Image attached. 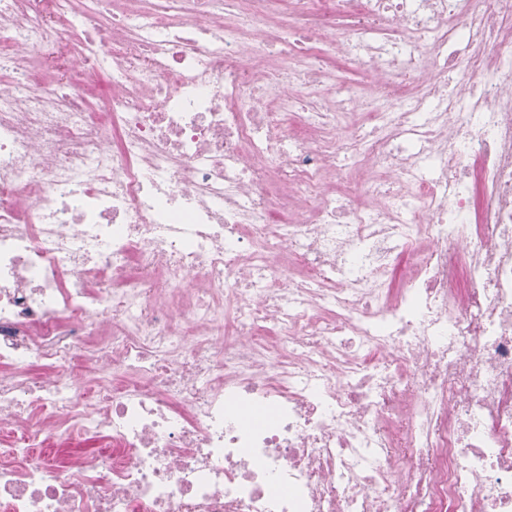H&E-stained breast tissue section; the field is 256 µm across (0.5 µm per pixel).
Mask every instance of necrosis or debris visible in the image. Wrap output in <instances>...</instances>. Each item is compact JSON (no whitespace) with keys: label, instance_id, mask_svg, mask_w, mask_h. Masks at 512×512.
<instances>
[{"label":"necrosis or debris","instance_id":"obj_1","mask_svg":"<svg viewBox=\"0 0 512 512\" xmlns=\"http://www.w3.org/2000/svg\"><path fill=\"white\" fill-rule=\"evenodd\" d=\"M0 69V512H512V0H0Z\"/></svg>","mask_w":512,"mask_h":512}]
</instances>
